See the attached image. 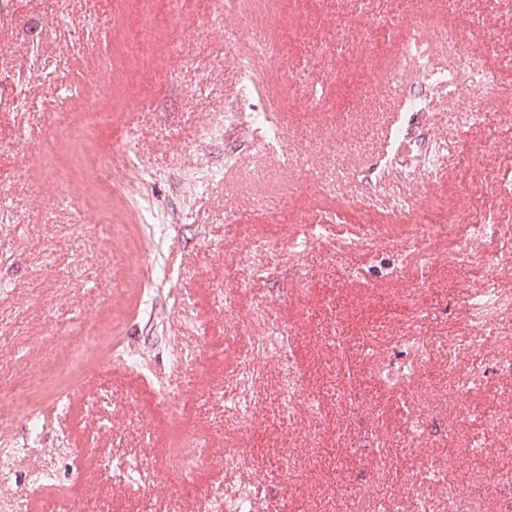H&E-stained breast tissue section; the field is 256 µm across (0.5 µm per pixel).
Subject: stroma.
I'll return each mask as SVG.
<instances>
[{"instance_id": "1", "label": "stroma", "mask_w": 512, "mask_h": 512, "mask_svg": "<svg viewBox=\"0 0 512 512\" xmlns=\"http://www.w3.org/2000/svg\"><path fill=\"white\" fill-rule=\"evenodd\" d=\"M224 2L0 0V382L28 390L0 401V498L25 512H77L87 499L98 512H220L249 484L254 512H356L363 490L368 512H448L453 468L461 492L497 512V480L512 471V319L464 361L459 385L448 337L469 332L474 282L512 293V263L448 253L474 226H512V195L497 189L512 182V111L454 130L441 89L406 81L434 100L426 125L431 142L450 143L445 166L386 184L371 167L397 118L390 75L406 18L461 28L460 49L512 92V0H255L251 17ZM256 17L278 54L247 78L236 58L249 46L225 47L224 27ZM261 111L298 166L261 149L257 130L201 138L216 113L232 124ZM132 135L140 169L122 157ZM219 162L223 176L202 190L181 186ZM340 171L342 200L307 191ZM354 234L365 244L350 251ZM405 236L430 259L396 274ZM258 239L266 270L247 279L239 255ZM261 302L271 328L236 327ZM92 323L97 340L33 381L38 360ZM411 332L426 338L421 369L382 381L375 359L406 364L393 348ZM284 334L302 375L292 402L275 348ZM435 395L457 406L445 432L421 406ZM370 440L387 448V474ZM241 441L249 466L226 471L224 451ZM117 464L150 477L143 495H127Z\"/></svg>"}]
</instances>
